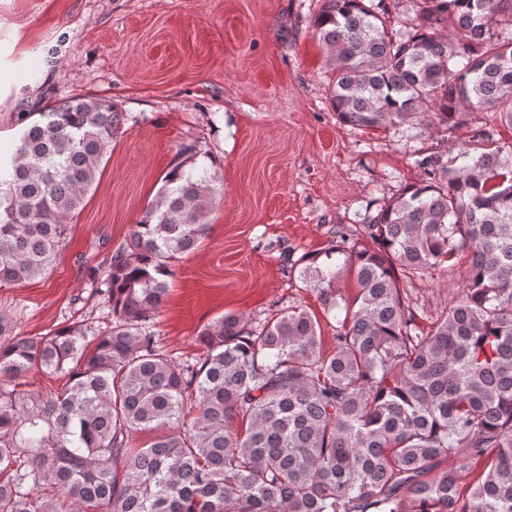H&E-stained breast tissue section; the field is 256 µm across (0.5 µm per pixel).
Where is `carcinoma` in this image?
I'll return each instance as SVG.
<instances>
[{
	"label": "carcinoma",
	"mask_w": 512,
	"mask_h": 512,
	"mask_svg": "<svg viewBox=\"0 0 512 512\" xmlns=\"http://www.w3.org/2000/svg\"><path fill=\"white\" fill-rule=\"evenodd\" d=\"M419 2L420 23L397 34L385 0H321L313 27L337 119L451 135L488 112L476 137L493 147L416 161L426 178L364 225L370 244L340 230L303 265L338 323L333 345L290 306L249 324L218 318L193 362L162 350L147 322L219 194L217 174L185 169L199 146H183L97 289L108 325L0 345V512H512V147L494 141L496 126L512 129V30L490 33L512 0ZM125 121L106 98H72L0 150V283L52 270ZM462 261V296L419 330L400 283ZM35 367L65 383L21 390ZM187 408L190 428L170 432ZM143 431L153 442L131 447ZM474 463L482 471L464 492ZM37 475L61 503L31 497Z\"/></svg>",
	"instance_id": "carcinoma-1"
}]
</instances>
